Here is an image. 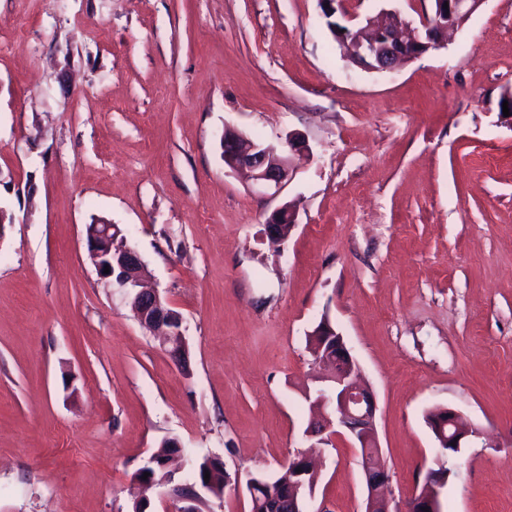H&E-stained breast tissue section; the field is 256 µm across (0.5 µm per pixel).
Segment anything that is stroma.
Here are the masks:
<instances>
[{"instance_id":"35a3bbf8","label":"stroma","mask_w":512,"mask_h":512,"mask_svg":"<svg viewBox=\"0 0 512 512\" xmlns=\"http://www.w3.org/2000/svg\"><path fill=\"white\" fill-rule=\"evenodd\" d=\"M390 8L432 2L336 20ZM510 89L512 0L387 72L343 56L317 0H0V512H131L167 438L242 477L311 450L308 512H364L352 441L306 435L325 317L376 397L394 501L441 460L443 512H512ZM228 126L305 139L278 196L225 169ZM100 220L181 315L188 368L96 271ZM438 406L478 438L441 453ZM296 219L297 214L293 206L288 202L283 203L280 207L272 211L269 216L265 225L266 236L272 242L282 241L286 237L284 224H289L293 227L294 224H296Z\"/></svg>"}]
</instances>
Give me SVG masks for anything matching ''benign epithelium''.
<instances>
[{
	"mask_svg": "<svg viewBox=\"0 0 512 512\" xmlns=\"http://www.w3.org/2000/svg\"><path fill=\"white\" fill-rule=\"evenodd\" d=\"M432 11L420 19L419 25L406 22L399 10L388 9L375 20L363 25H332L335 38L353 61L369 69L383 71L420 58L446 41L448 32L459 28L484 0H432ZM449 8H444V5ZM224 165L232 171L250 174L254 184L279 194L288 184L292 169L290 158L275 151L234 128L224 127L220 139ZM297 214L287 202L272 211L266 225V236L273 242L285 238V225L296 224ZM115 226L101 221L85 228L87 249L100 276L112 280L125 292L131 309L140 324L154 333L161 347L179 365H187L188 348L183 336L182 318L172 309L156 288L142 286L144 263L138 251L130 245L118 244L112 233ZM109 272H104V269ZM323 337L315 364L323 368L319 382L323 386L314 394L306 395L310 408L317 415L306 430V435L317 443L328 442L333 434L348 435L360 449L361 467L366 486L364 512H442L440 493L448 480L444 463H438L440 473L426 475L419 493L401 505L391 506L389 487L391 473L383 458L376 425V401L372 390L360 382L361 368L351 354L343 336L336 332L328 319H323L315 329ZM428 427L438 441L441 453L450 447L460 448L478 431L464 426L457 411L441 407L428 419ZM275 480L288 482V512H307L306 503L318 483V475L309 457L298 451L276 474ZM148 483L165 488V495L179 503L180 487L196 493L194 505L202 502L203 486L178 481L171 476Z\"/></svg>",
	"mask_w": 512,
	"mask_h": 512,
	"instance_id": "obj_1",
	"label": "benign epithelium"
}]
</instances>
